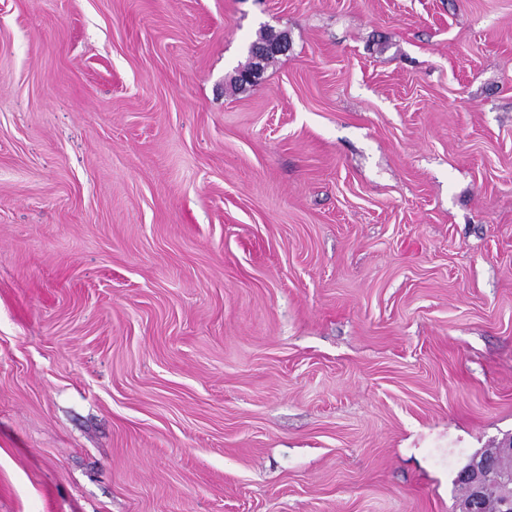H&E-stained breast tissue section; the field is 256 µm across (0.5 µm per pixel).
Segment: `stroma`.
Masks as SVG:
<instances>
[{
    "mask_svg": "<svg viewBox=\"0 0 512 512\" xmlns=\"http://www.w3.org/2000/svg\"><path fill=\"white\" fill-rule=\"evenodd\" d=\"M511 433L512 0H0V512H459ZM278 34H274L272 32L270 33H266L264 34L263 36H261V38L259 39V41H256V42H253L250 46V49H249V52H250V55L253 59L257 60V62L253 63V65H250L244 69H241L237 72L235 78H234V83L236 85H244V84H248V83H244L241 81L240 79V75L244 72H247V71H255V75L257 74V72L259 71L260 69V63L263 62V61H268L269 59L273 58L275 55H264L263 53V43L264 42H267V41H270L272 39H274Z\"/></svg>",
    "mask_w": 512,
    "mask_h": 512,
    "instance_id": "35a3bbf8",
    "label": "stroma"
}]
</instances>
